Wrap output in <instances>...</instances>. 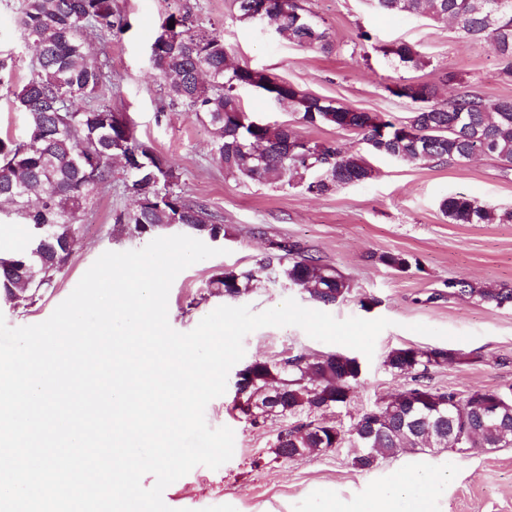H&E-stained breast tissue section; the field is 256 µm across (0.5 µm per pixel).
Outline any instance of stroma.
<instances>
[{"instance_id": "stroma-1", "label": "stroma", "mask_w": 512, "mask_h": 512, "mask_svg": "<svg viewBox=\"0 0 512 512\" xmlns=\"http://www.w3.org/2000/svg\"><path fill=\"white\" fill-rule=\"evenodd\" d=\"M301 8L326 29L335 48L325 53L301 47L276 35L266 24L242 22L230 0H112L127 22L123 31L87 32L89 48L106 65L109 80L103 104L124 115L137 138L155 153L174 160L180 189L193 203L204 205L226 236L224 253L197 262L175 278L168 296V320L186 333L215 308L225 305L223 293L209 288L210 278L226 269H253L259 277L241 304L253 312L295 299L309 309H326L336 319H388L375 343L372 359L363 361L362 375L346 406L314 413L317 421L340 425L346 435L339 447L304 459L288 460L276 453L277 436L292 426L289 418L273 417L251 424L235 407V388L210 401L207 424L230 427L234 454L218 469L199 465L163 492L174 512H203L229 504L236 512H275L299 507L319 491L351 500L373 484L397 473L406 453L383 460L370 471L355 468L356 448L350 430L358 416L415 386L466 394L474 389L512 391V309H496L467 298L449 296L452 278H467L489 288L512 286V223L455 224L441 209L444 198L464 194L500 208H512V170L493 159L466 163L395 159L369 152L360 135L330 126L301 127L306 138L334 141L343 149L366 156L371 179L312 195L303 188H273L226 175L211 152L209 127L186 107L164 99L162 80L149 63L155 30L174 11L191 10L200 25L215 28L236 63L267 73L316 96L392 121L410 110L407 99L392 95L389 85L408 80L437 86V99L448 102L472 91L486 98H512V78L492 41H472L449 24L426 16L377 10L372 0H299ZM19 0H0V59L11 68L9 84H0V134L22 136L23 118L16 111L12 87L23 84L32 58L20 39L16 9ZM369 32L371 41L357 38ZM413 45L427 61L425 69L408 72L382 46ZM122 173L112 187L98 194L82 215L78 239L68 266L53 288L34 304H15L0 295V315L12 327L45 321L75 289L84 273L107 251L138 250L147 238L116 224V214L132 211L135 200L122 188ZM300 243L310 254L346 276L352 291L326 307L290 286L278 270L265 268L271 242ZM384 253L403 254L410 262L401 271L380 262ZM374 299L372 309L363 298ZM245 361L280 360L302 353L317 357L346 353V346L309 337L296 326L263 327L243 340ZM402 346L449 348L454 363L433 368L419 378L387 369L389 351ZM433 467L450 464L448 493L435 512H512V447L466 452L446 449L423 453Z\"/></svg>"}]
</instances>
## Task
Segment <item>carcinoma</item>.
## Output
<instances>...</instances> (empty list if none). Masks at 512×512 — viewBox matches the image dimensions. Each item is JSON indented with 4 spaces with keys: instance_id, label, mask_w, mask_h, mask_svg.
<instances>
[{
    "instance_id": "obj_1",
    "label": "carcinoma",
    "mask_w": 512,
    "mask_h": 512,
    "mask_svg": "<svg viewBox=\"0 0 512 512\" xmlns=\"http://www.w3.org/2000/svg\"><path fill=\"white\" fill-rule=\"evenodd\" d=\"M389 13L424 14L434 22L453 21L471 39L490 38L504 63L503 74L512 76V0H375ZM263 21L277 33L302 47L332 50L326 32L302 12L295 0H268ZM174 27H169V23ZM24 48L31 54L30 77L12 92L13 104L25 120L21 138L0 136V199L13 205L25 223L46 225L45 236L31 237L23 247L0 254V292L16 303L30 305L40 292L53 287L68 264L79 230L81 212L112 186V161L123 164L125 190L143 204L133 212L116 215L115 223L137 235L166 230L182 224L184 230L202 237L225 236L201 204L187 201L179 190V173L167 158L140 142L126 119L108 106L80 108V99L99 98L105 73L87 49L85 34L94 27H124L113 19L112 0H23L18 14ZM408 70L425 66L414 47L401 43L389 50ZM151 67L164 81L163 92L172 105L187 107L212 129L211 151L228 175L274 186H302L309 193L324 194L372 177L365 158L333 143L303 137L287 124L258 123L240 106L237 90L262 91L284 111L296 114L308 127L335 126L362 136L371 152L399 159L457 163L464 155L486 149V156L506 170L512 169V108L506 101L490 102L464 91L443 105L436 88L428 84L398 83L390 92L410 100L412 108L401 124L410 125L408 137L388 134L376 138L374 118L365 112L306 93L290 85L265 87L269 75L228 64L224 40L203 31L188 12L169 14L150 44ZM441 211L456 224L512 223V211L501 212L488 203L464 195L442 200ZM280 272L290 285L304 290L325 305L335 304L351 293L352 285L336 268L305 252L296 242L271 243ZM256 274L252 270H226L211 277L208 287L230 299L248 294ZM450 295L469 298L494 308H512V286L484 288L465 278L448 281ZM457 353L443 348H396L385 366L396 374H417L454 362ZM291 367L257 360L252 369L251 392L264 401L267 386L288 389L286 405L278 408L283 418L311 413L320 404L333 408L349 401L352 384L360 377L356 358L330 353L307 360L288 357ZM406 389L375 408L378 424L370 425L363 413L353 425L356 436H366L368 452L353 458V465L369 471L380 460L406 448H424V434L459 430L460 419L477 430L465 441L468 448H500L512 445V400L501 406L499 417L488 418L493 392L472 390L465 395L433 391L428 402L433 410L443 399H456L452 421L441 428L421 421L412 409ZM328 424L310 421L277 437L278 456L315 457L331 445Z\"/></svg>"
}]
</instances>
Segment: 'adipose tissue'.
<instances>
[{"instance_id": "adipose-tissue-1", "label": "adipose tissue", "mask_w": 512, "mask_h": 512, "mask_svg": "<svg viewBox=\"0 0 512 512\" xmlns=\"http://www.w3.org/2000/svg\"><path fill=\"white\" fill-rule=\"evenodd\" d=\"M450 478L449 469L433 470L414 462L372 486L354 503L322 494L307 512H433V505L447 489Z\"/></svg>"}]
</instances>
